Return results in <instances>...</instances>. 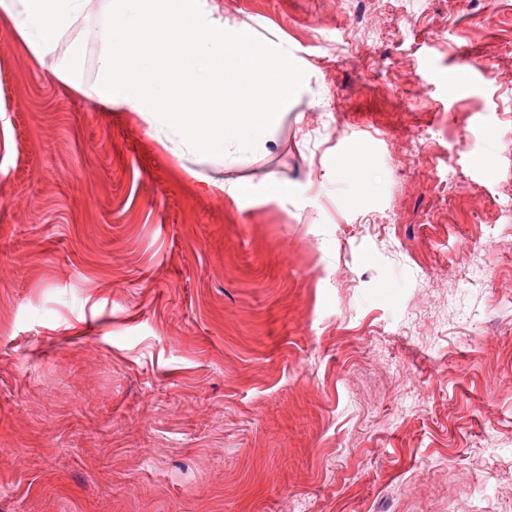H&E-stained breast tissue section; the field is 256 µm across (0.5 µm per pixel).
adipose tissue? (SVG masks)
<instances>
[{
	"mask_svg": "<svg viewBox=\"0 0 512 512\" xmlns=\"http://www.w3.org/2000/svg\"><path fill=\"white\" fill-rule=\"evenodd\" d=\"M28 53L105 111L136 112L173 156L212 168L273 141L305 87L286 50L247 25L214 26L186 0H0ZM93 49L85 79L81 56Z\"/></svg>",
	"mask_w": 512,
	"mask_h": 512,
	"instance_id": "1",
	"label": "adipose tissue"
}]
</instances>
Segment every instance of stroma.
Segmentation results:
<instances>
[{"mask_svg":"<svg viewBox=\"0 0 512 512\" xmlns=\"http://www.w3.org/2000/svg\"><path fill=\"white\" fill-rule=\"evenodd\" d=\"M207 7L305 74L216 173L287 197L0 19V512H512V0ZM210 190L224 192L235 199L240 195L258 191L267 197H283L288 195V184L283 180L271 176L260 186H252L244 182H227L215 177H208L203 180Z\"/></svg>","mask_w":512,"mask_h":512,"instance_id":"1","label":"stroma"}]
</instances>
